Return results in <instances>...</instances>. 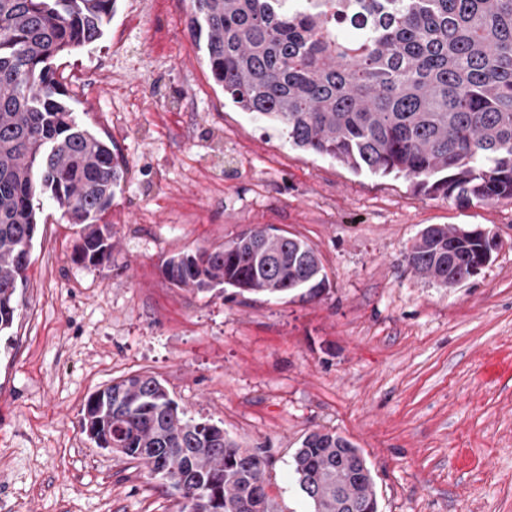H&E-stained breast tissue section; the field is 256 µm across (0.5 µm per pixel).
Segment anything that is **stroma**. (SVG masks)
<instances>
[{"mask_svg": "<svg viewBox=\"0 0 512 512\" xmlns=\"http://www.w3.org/2000/svg\"><path fill=\"white\" fill-rule=\"evenodd\" d=\"M190 13V0H118L100 40L54 62L127 170L102 266L74 263L77 227L43 205L15 343L0 349V512H176L173 488L81 428L88 396L134 374L262 449L272 512H309L292 463L316 429L360 449L379 512H512V374L491 372L512 358V200L461 209L292 148L225 98ZM439 224L491 229L501 246L440 286L406 259ZM267 225L317 250L322 293L166 278L171 256Z\"/></svg>", "mask_w": 512, "mask_h": 512, "instance_id": "obj_1", "label": "stroma"}]
</instances>
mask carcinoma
I'll list each match as a JSON object with an SVG mask.
<instances>
[{
	"label": "carcinoma",
	"instance_id": "carcinoma-1",
	"mask_svg": "<svg viewBox=\"0 0 512 512\" xmlns=\"http://www.w3.org/2000/svg\"><path fill=\"white\" fill-rule=\"evenodd\" d=\"M117 0H0V337L37 234L38 196L79 227L75 262L112 255L99 220L124 181L112 147L83 126L53 61L99 40ZM189 28L224 96L282 129L288 144L354 173L394 175L465 208L512 199V0H192ZM495 239L426 227L407 262L445 288L492 261ZM175 286L284 297L327 286L306 241L258 226L170 257ZM82 429L183 491L177 512H271L259 449L179 408L155 376L90 394ZM293 472L311 512H378L360 450L313 431Z\"/></svg>",
	"mask_w": 512,
	"mask_h": 512
}]
</instances>
